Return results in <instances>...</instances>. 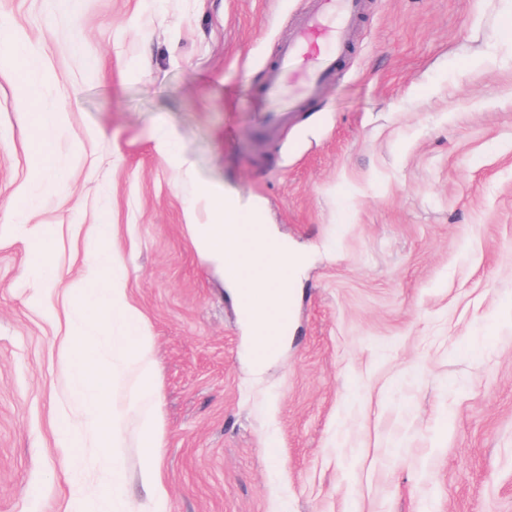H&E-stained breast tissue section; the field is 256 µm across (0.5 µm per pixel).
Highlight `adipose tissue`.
<instances>
[{"mask_svg":"<svg viewBox=\"0 0 512 512\" xmlns=\"http://www.w3.org/2000/svg\"><path fill=\"white\" fill-rule=\"evenodd\" d=\"M199 197L208 218L190 226L196 252L222 272L237 297H254L256 309L246 318L252 335L271 330L278 307L293 298L287 283L303 256L290 252L270 232L258 203L243 202L234 192L211 184L201 185Z\"/></svg>","mask_w":512,"mask_h":512,"instance_id":"1","label":"adipose tissue"}]
</instances>
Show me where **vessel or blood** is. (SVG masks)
I'll return each instance as SVG.
<instances>
[{
	"instance_id": "obj_1",
	"label": "vessel or blood",
	"mask_w": 512,
	"mask_h": 512,
	"mask_svg": "<svg viewBox=\"0 0 512 512\" xmlns=\"http://www.w3.org/2000/svg\"><path fill=\"white\" fill-rule=\"evenodd\" d=\"M365 6V0H315L314 9L297 21L294 36L281 44L277 66L262 87L271 104L263 116L267 135L287 125L292 93L304 99L321 93L336 72L337 59L347 52Z\"/></svg>"
}]
</instances>
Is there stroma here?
I'll list each match as a JSON object with an SVG mask.
<instances>
[{"mask_svg":"<svg viewBox=\"0 0 512 512\" xmlns=\"http://www.w3.org/2000/svg\"><path fill=\"white\" fill-rule=\"evenodd\" d=\"M321 97L259 131V86L313 0H0V512L114 489L156 512L127 418L115 472L76 483L59 350L93 225L149 339L166 512H512V0H366ZM39 93L62 123L18 110ZM174 137L191 170L160 157ZM264 207L306 258L255 370L197 254L201 184Z\"/></svg>","mask_w":512,"mask_h":512,"instance_id":"35a3bbf8","label":"stroma"}]
</instances>
